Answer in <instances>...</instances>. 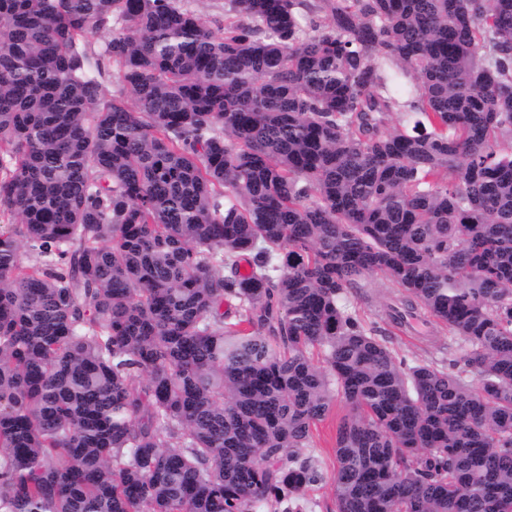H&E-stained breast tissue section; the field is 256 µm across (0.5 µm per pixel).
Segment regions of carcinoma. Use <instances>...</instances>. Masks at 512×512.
I'll use <instances>...</instances> for the list:
<instances>
[{"mask_svg": "<svg viewBox=\"0 0 512 512\" xmlns=\"http://www.w3.org/2000/svg\"><path fill=\"white\" fill-rule=\"evenodd\" d=\"M337 399L336 512H512V0H0V512H302ZM194 11L198 12L212 27L224 22L225 0H184ZM385 279L380 274H373L364 278L361 287L351 294H348V301L353 307L365 310L372 314L379 325L389 333L391 346L396 349L399 356L405 357L408 361L435 360L441 361L453 358L459 354V347L455 344L454 348L448 352V331L440 327L424 328L420 326L418 331L407 333L391 325L387 320L381 321L377 318L378 310L385 304L389 296L388 288H384ZM425 330H430L425 333Z\"/></svg>", "mask_w": 512, "mask_h": 512, "instance_id": "obj_1", "label": "carcinoma"}]
</instances>
